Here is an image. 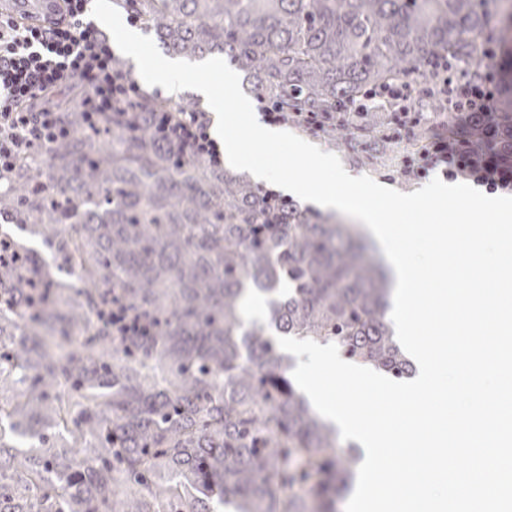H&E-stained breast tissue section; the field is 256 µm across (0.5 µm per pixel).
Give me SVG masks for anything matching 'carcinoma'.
Listing matches in <instances>:
<instances>
[{
	"instance_id": "1",
	"label": "carcinoma",
	"mask_w": 512,
	"mask_h": 512,
	"mask_svg": "<svg viewBox=\"0 0 512 512\" xmlns=\"http://www.w3.org/2000/svg\"><path fill=\"white\" fill-rule=\"evenodd\" d=\"M129 2L167 52L224 55L290 117L458 68L480 35L512 51V0ZM497 116L495 137H462L512 165V95ZM67 118L76 133L0 193V216L49 254L0 233V512H336L356 471L272 334L411 375L385 273L344 225L292 201L267 222L259 188L180 160L145 125ZM336 133L383 139L371 112ZM250 286L265 324L242 317ZM114 300L148 333L112 335Z\"/></svg>"
}]
</instances>
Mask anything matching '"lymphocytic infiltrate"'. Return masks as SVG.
<instances>
[{
	"label": "lymphocytic infiltrate",
	"mask_w": 512,
	"mask_h": 512,
	"mask_svg": "<svg viewBox=\"0 0 512 512\" xmlns=\"http://www.w3.org/2000/svg\"><path fill=\"white\" fill-rule=\"evenodd\" d=\"M62 2L61 17L47 25L29 24L9 9L0 10V183L23 157L47 153L71 135V125L48 97L72 86L81 89L77 106L88 126L104 124L119 112L129 127L148 126L156 141L176 150L181 159H201L222 168V151L211 135L208 113L146 108L141 87L108 39L88 21L89 0ZM494 57L493 50H478L476 58L486 73L478 82L449 77L444 65L436 69L437 89L450 95L452 111L462 113L465 123H480L489 131L499 93ZM418 156L424 167L441 169L447 177L512 192V166L494 153H478L460 139L438 140Z\"/></svg>",
	"instance_id": "f902f5d3"
}]
</instances>
